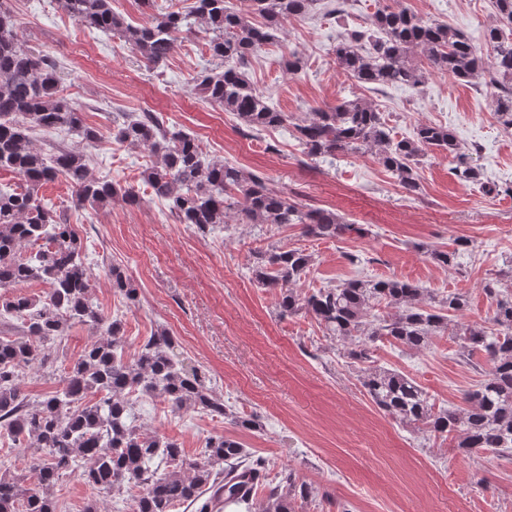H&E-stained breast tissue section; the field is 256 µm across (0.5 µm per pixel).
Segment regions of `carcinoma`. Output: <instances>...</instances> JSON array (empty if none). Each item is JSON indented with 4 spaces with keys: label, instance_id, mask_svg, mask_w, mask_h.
<instances>
[{
    "label": "carcinoma",
    "instance_id": "1",
    "mask_svg": "<svg viewBox=\"0 0 512 512\" xmlns=\"http://www.w3.org/2000/svg\"><path fill=\"white\" fill-rule=\"evenodd\" d=\"M112 0H62L76 22L119 34L147 65L163 63L180 35L203 31L219 65L197 77L198 88L212 105L231 112L250 130L277 127L288 115L271 106L244 71L247 57L275 40L288 20L306 15L314 0H250L246 13L230 0H194L184 14L155 12L154 0L143 23L132 25L112 10ZM495 21L485 29L492 49L485 60L463 34L445 23L425 19L407 8L379 7L366 27L345 33L336 44L340 69L363 84L418 87L425 71L413 62L417 52L430 65L465 82L483 78L497 90L495 112L500 125L512 129V0H492ZM59 63L22 47L12 13L0 5V169L16 173L21 189L0 191V319L15 321V332L0 336V444L29 453L28 476L0 472V512H60L52 489L67 475L79 477L104 493L142 488L135 512H173L185 503L195 512H215L224 502L247 504L239 494L244 472L259 474L261 463L246 464L241 443L229 436L211 438L200 462H187L176 440L142 433L135 424L133 396H160L174 413L198 409L251 429L256 421L227 412L224 399L194 367L174 358L176 340L166 330L147 337L129 357L121 321L104 316L90 297L91 278L82 257V242L65 215L40 196L41 185L60 176L72 185L77 206H104L121 199L134 205L130 187L90 176L89 156L60 150L46 156L33 146L34 131L66 129L96 146V131L84 122L80 107L58 94ZM304 155L310 160L371 151L410 195L420 189L418 158L436 149L453 156L452 174L464 184L479 181L471 154L448 128L422 124L415 137L398 139L372 102L346 100L317 109L294 124ZM122 143L145 146L154 160L142 172L152 193L166 202L182 224L205 234L235 218L239 224L295 225L301 235L333 239L362 235L366 229L348 223L331 210H306L266 179L222 161H207L199 143L168 123L159 112L127 114L117 125ZM313 263L300 248L272 247L254 255L252 278L263 288L279 289L281 314L304 310L330 336L358 341L352 356L370 361L374 343L393 340L422 349L449 330L452 316L468 304L451 292L436 300L421 286L401 279H355L320 288L304 296L295 289ZM112 288L135 300L137 288L123 268H109ZM512 281V264L485 280L483 291L495 302L488 321L462 325L459 356L468 362L483 356L492 364L487 379L464 393L462 405L435 408L412 379L394 371L368 368L363 386L371 401L406 425L421 424L447 434L465 452L512 456V296L499 290ZM41 280L48 292L38 298L7 292ZM80 323L103 337L68 362L60 357L68 328ZM37 367L61 373L59 389L32 401L20 389V377ZM100 395L97 400L91 395ZM312 497L306 483L289 478L272 488L267 512H296Z\"/></svg>",
    "mask_w": 512,
    "mask_h": 512
}]
</instances>
